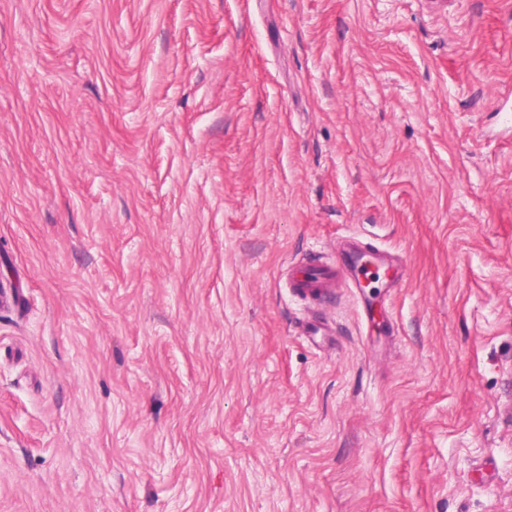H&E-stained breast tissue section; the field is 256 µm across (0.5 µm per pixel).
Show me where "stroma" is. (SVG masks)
<instances>
[{
  "label": "stroma",
  "instance_id": "1",
  "mask_svg": "<svg viewBox=\"0 0 512 512\" xmlns=\"http://www.w3.org/2000/svg\"><path fill=\"white\" fill-rule=\"evenodd\" d=\"M508 98L512 0H0V512H512ZM346 279L357 288H365L379 279L378 268L366 256L349 251L335 263L297 267L291 276V288L303 299L318 300Z\"/></svg>",
  "mask_w": 512,
  "mask_h": 512
}]
</instances>
